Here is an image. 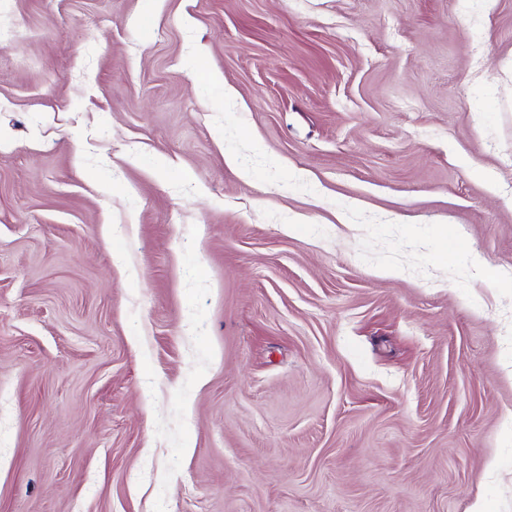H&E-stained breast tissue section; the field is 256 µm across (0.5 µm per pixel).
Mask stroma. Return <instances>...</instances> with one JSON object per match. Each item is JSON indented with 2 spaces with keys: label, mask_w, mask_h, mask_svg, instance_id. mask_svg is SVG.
<instances>
[{
  "label": "stroma",
  "mask_w": 512,
  "mask_h": 512,
  "mask_svg": "<svg viewBox=\"0 0 512 512\" xmlns=\"http://www.w3.org/2000/svg\"><path fill=\"white\" fill-rule=\"evenodd\" d=\"M511 279L512 0H0V512H512Z\"/></svg>",
  "instance_id": "obj_1"
}]
</instances>
